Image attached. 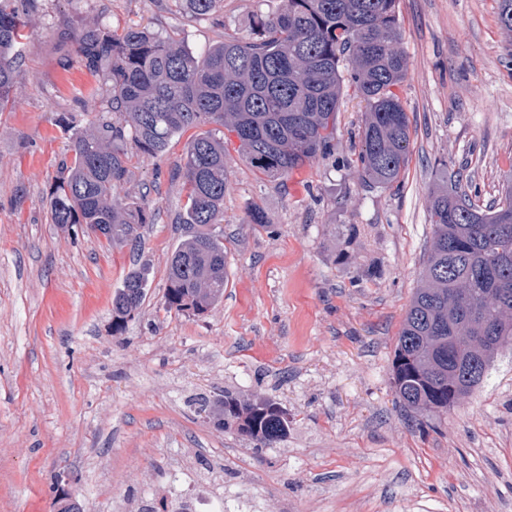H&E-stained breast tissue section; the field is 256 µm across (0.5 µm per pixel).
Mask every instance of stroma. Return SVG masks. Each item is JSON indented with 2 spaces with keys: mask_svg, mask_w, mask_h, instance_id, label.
Wrapping results in <instances>:
<instances>
[{
  "mask_svg": "<svg viewBox=\"0 0 512 512\" xmlns=\"http://www.w3.org/2000/svg\"><path fill=\"white\" fill-rule=\"evenodd\" d=\"M281 6L219 0L195 16L171 0H26L19 79L0 112V512H55L63 491L85 512L180 493L256 496L261 512H512V348L421 424L390 383L430 191L474 185L484 208L512 174V38L497 0H400L412 146L392 188H366L355 164L359 99L345 97L333 151L284 181L222 130L228 285L205 315L163 308L191 132L131 161L122 193L149 215L140 251L51 222L72 128L107 100L74 33L139 25L200 53L251 38L253 19ZM256 207L266 223H250ZM140 259L145 301L114 331L112 296ZM227 391L278 403L287 437L257 448L218 428L199 401Z\"/></svg>",
  "mask_w": 512,
  "mask_h": 512,
  "instance_id": "stroma-1",
  "label": "stroma"
}]
</instances>
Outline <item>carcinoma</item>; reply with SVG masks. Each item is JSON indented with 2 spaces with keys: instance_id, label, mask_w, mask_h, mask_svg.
Returning a JSON list of instances; mask_svg holds the SVG:
<instances>
[{
  "instance_id": "cac0c4a2",
  "label": "carcinoma",
  "mask_w": 512,
  "mask_h": 512,
  "mask_svg": "<svg viewBox=\"0 0 512 512\" xmlns=\"http://www.w3.org/2000/svg\"><path fill=\"white\" fill-rule=\"evenodd\" d=\"M219 0H172L199 15ZM400 0H283L272 17L253 21L255 37L226 39L200 55L179 35L99 25L73 35L87 69L103 75L108 111L74 130L72 161L50 191L52 223L80 226L112 245L134 244L145 207L120 196L132 149L163 155L171 139L199 128L182 174L187 203L181 241L168 260L164 306L203 315L224 298V139L228 127L242 156L277 181L329 153L343 97L366 104L355 164L370 188H391L411 153L408 112L396 92L407 71ZM501 28L512 33V0H497ZM25 13L0 0V109L17 82ZM431 244L421 284L399 333L390 383L396 401L418 413L443 414L467 397L474 362L489 366L512 346V181L486 209L442 186L430 201ZM150 267L141 263L112 297L119 330L141 308ZM218 427L272 448L288 434L277 403L226 393L210 404Z\"/></svg>"
}]
</instances>
